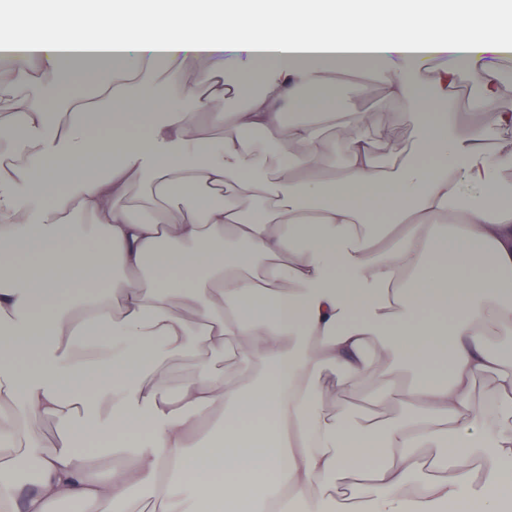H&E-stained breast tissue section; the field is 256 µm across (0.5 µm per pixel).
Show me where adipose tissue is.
<instances>
[{"instance_id":"1","label":"adipose tissue","mask_w":512,"mask_h":512,"mask_svg":"<svg viewBox=\"0 0 512 512\" xmlns=\"http://www.w3.org/2000/svg\"><path fill=\"white\" fill-rule=\"evenodd\" d=\"M39 2L0 13V141L26 159L0 168V445L37 461L24 495L0 471V506L126 512L145 493L163 512H512V112L496 103L512 0ZM53 16L69 40L31 37ZM153 24L163 38L143 37ZM268 25L275 37H258ZM70 57L90 91L59 79ZM160 67L166 83L147 82ZM348 68L378 74L419 128L396 172L380 168V113L324 93ZM462 75L481 89L480 124L451 94ZM303 87L345 134L339 170L322 169L318 124L291 118ZM240 93L217 142L193 136L213 98ZM131 98L138 136L118 109ZM247 130L296 161L267 168ZM144 181L190 196L193 216L122 207ZM227 350L236 373L204 364L168 395L165 358ZM399 368L411 416L381 425L324 402ZM486 375L495 387L476 398ZM219 404V438L191 451ZM45 417L59 428L48 454L32 426ZM92 436L126 458L107 476L77 452ZM423 446L441 474L415 484ZM345 472L360 478L335 491Z\"/></svg>"}]
</instances>
